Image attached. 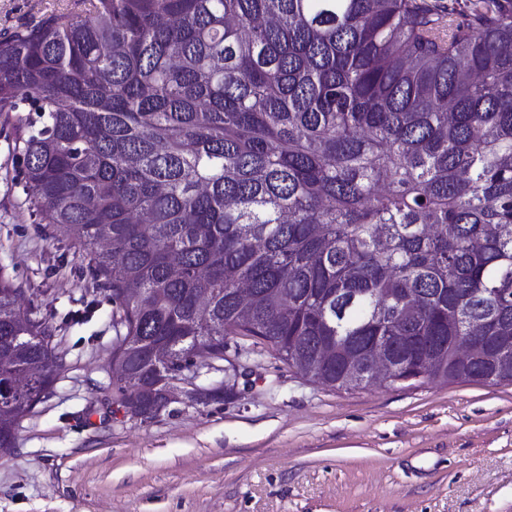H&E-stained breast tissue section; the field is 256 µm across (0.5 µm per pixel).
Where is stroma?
<instances>
[{
    "instance_id": "1",
    "label": "stroma",
    "mask_w": 512,
    "mask_h": 512,
    "mask_svg": "<svg viewBox=\"0 0 512 512\" xmlns=\"http://www.w3.org/2000/svg\"><path fill=\"white\" fill-rule=\"evenodd\" d=\"M80 0H0V39ZM0 124V275L55 329L51 390L0 454V512H512V384L338 390L242 336L237 384L147 422L114 401L112 298L34 223Z\"/></svg>"
}]
</instances>
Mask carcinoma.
Instances as JSON below:
<instances>
[{"instance_id":"1","label":"carcinoma","mask_w":512,"mask_h":512,"mask_svg":"<svg viewBox=\"0 0 512 512\" xmlns=\"http://www.w3.org/2000/svg\"><path fill=\"white\" fill-rule=\"evenodd\" d=\"M30 216L112 297L115 402L265 342L312 382L380 346L512 383V0H82L0 40ZM0 276V453L54 329Z\"/></svg>"}]
</instances>
